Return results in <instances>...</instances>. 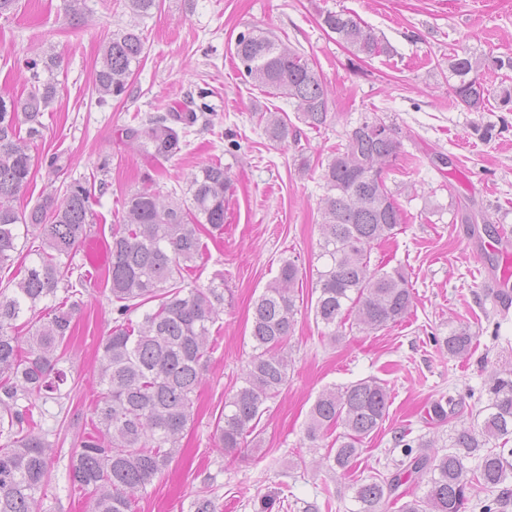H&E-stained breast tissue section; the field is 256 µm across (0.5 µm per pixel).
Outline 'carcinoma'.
<instances>
[{"label": "carcinoma", "mask_w": 512, "mask_h": 512, "mask_svg": "<svg viewBox=\"0 0 512 512\" xmlns=\"http://www.w3.org/2000/svg\"><path fill=\"white\" fill-rule=\"evenodd\" d=\"M123 7L130 21L103 46L94 74L101 104L127 93L134 69L145 58L140 22L160 8V0H123ZM322 28L357 58L388 53L381 38L347 10L325 12ZM235 55L251 84L287 97L302 124L315 131L327 125L331 115L322 78L297 49L252 30L238 35ZM56 67L52 54L27 61L33 80L27 96H0V267L12 261L19 240L30 235L41 240L11 292L0 291V512H39L40 493L50 479V431L35 416H44L47 401L62 409L70 398L61 391L67 376L60 364L83 304L77 289L83 280L73 283L69 272L95 223L92 187L80 180L66 186L59 203L48 194L28 210L14 206L34 178L30 143L41 136L40 117L55 102ZM483 69L512 71V56L489 59L464 51L448 58L456 79L453 95L469 111L489 101L487 89L473 77ZM198 120L197 113L173 106L128 128L126 136L141 141L155 159L170 160L182 151ZM259 121L268 139L288 138L287 113L261 112ZM400 148L395 129L368 115L346 133L323 170L319 258L324 263L317 271L313 311L315 320L333 332L347 324L362 331L384 329L402 321L413 306L402 268L386 270L371 263L373 246L393 238L405 221L384 176ZM186 183L187 204L166 203L149 186L127 195L120 223L112 225L106 243L105 283L116 317L100 343L93 430L79 437L68 464L71 483L90 493L91 512H136L135 494L180 454L194 419L197 391L214 349L212 328L224 312V283L192 286L184 273L202 256V229L224 230L231 177L216 161L188 173ZM300 274L296 261H283L254 301L252 355L243 384L224 400L216 423V445L226 453L245 445L264 403L288 381L291 360L285 345L294 329ZM38 312L29 335H16L17 321ZM475 340L463 325L434 338L452 356L467 354ZM487 393L480 429L456 431L448 453L437 450L435 439L410 440L408 433H400L395 445L403 448V459L389 477L355 482V512L395 507L398 512H462L474 488L497 495L484 508L492 512L508 496L512 479V448L507 447L512 441V371L494 375ZM388 408V390L373 378L327 388L311 408L306 438L314 443L342 428L327 458L345 472L361 455L364 439L382 426ZM456 415L451 397L433 401L428 409L436 423ZM493 439L502 446L485 448ZM470 458L477 460L472 470L465 464ZM422 482L426 490L421 496L405 488ZM190 509L217 512L210 484L196 492Z\"/></svg>", "instance_id": "obj_1"}]
</instances>
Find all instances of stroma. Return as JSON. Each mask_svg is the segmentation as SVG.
Listing matches in <instances>:
<instances>
[{
    "label": "stroma",
    "mask_w": 512,
    "mask_h": 512,
    "mask_svg": "<svg viewBox=\"0 0 512 512\" xmlns=\"http://www.w3.org/2000/svg\"><path fill=\"white\" fill-rule=\"evenodd\" d=\"M87 5L90 12L80 21L67 17L65 0H19L15 13L0 17V94L26 96V59H60L59 93L43 114V138L30 149L39 165L18 207L47 193L62 197L70 181L107 170L108 188L93 204L98 218L92 240L75 257L85 288L63 364L69 415L61 417L55 403L45 406L53 449L40 512L90 510L89 497L71 486L68 459L90 421L98 344L112 330L99 273L107 261L104 241L120 220L123 201L146 181L161 196L184 194L186 173L214 160L233 178L224 233L203 235V256L189 282L224 283V314L213 328L218 345L182 440L184 452L137 493V512H189L206 479L219 512H260L265 498L274 502L271 512H303L306 504L326 500V487L331 512H355V481L389 476L401 458L395 435L405 431L444 443L456 429L479 427L490 376L512 369V314L500 311L483 280L492 270L512 275V261L474 245L478 239H512V103L499 99L504 72L490 70L480 75L490 90L487 110L457 105L448 57L460 49L512 56V0H162L141 23L146 57L127 96L103 107L93 92L95 63L128 17L121 0ZM340 9L374 28L393 56L360 59L327 34L322 13ZM250 29L288 40L317 68L331 123L302 129L297 139L282 143L266 138L257 113L287 108L288 102L253 87L240 72L235 40ZM174 105L207 112L179 155L159 162L125 130ZM373 113L395 128L401 142L388 187L406 182L415 191L398 198L407 224L394 241L374 247L372 257L405 269L415 296L411 313L385 330L346 328L334 340L313 312L300 307L287 346L292 366L286 386L264 403L247 449L224 454L213 439L215 421L225 398L241 386L252 353V303L285 259L297 262L298 289L310 299L321 265V164L347 130ZM53 156L58 163L52 171L46 161ZM462 324L478 337L469 355L442 352L435 337ZM368 377L386 383L388 416L343 477L326 462L329 439L310 443L305 429L323 389ZM443 394L456 400L458 417L428 423L430 403Z\"/></svg>",
    "instance_id": "stroma-1"
}]
</instances>
